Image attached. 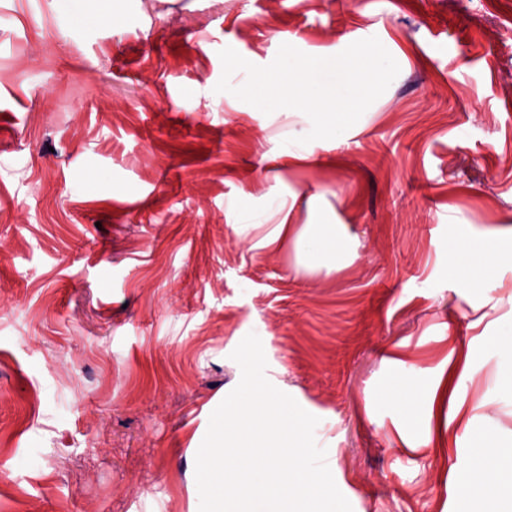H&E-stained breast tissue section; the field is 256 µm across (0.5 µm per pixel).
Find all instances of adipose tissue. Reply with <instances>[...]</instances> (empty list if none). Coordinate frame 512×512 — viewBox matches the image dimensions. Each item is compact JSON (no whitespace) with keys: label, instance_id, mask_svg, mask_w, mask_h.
<instances>
[{"label":"adipose tissue","instance_id":"obj_1","mask_svg":"<svg viewBox=\"0 0 512 512\" xmlns=\"http://www.w3.org/2000/svg\"><path fill=\"white\" fill-rule=\"evenodd\" d=\"M262 91L271 111L281 100L304 109L308 119L289 128L288 145L278 152L288 163L318 160L321 151L341 145L347 129L363 124L360 112L341 111L324 97L325 86L282 84L267 72H257L236 56H228L224 72V99L242 92ZM299 194L280 195L277 208L257 211L231 199L224 203L229 226L254 248L287 252L296 273H333L351 264L360 243L335 215L320 194L303 202L304 223L291 214ZM499 249L475 247L452 260V275L462 287L483 286L481 300L473 304L467 323L475 334L463 346H452L447 362L431 382L422 407L407 406L399 414L398 445L402 448H444L448 451V482L457 512H512V425L505 423L512 405V226L499 228ZM499 375V391H483L488 366Z\"/></svg>","mask_w":512,"mask_h":512}]
</instances>
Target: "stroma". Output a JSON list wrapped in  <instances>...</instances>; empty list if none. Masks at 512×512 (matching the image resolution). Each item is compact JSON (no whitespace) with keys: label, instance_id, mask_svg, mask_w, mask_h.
<instances>
[{"label":"stroma","instance_id":"35a3bbf8","mask_svg":"<svg viewBox=\"0 0 512 512\" xmlns=\"http://www.w3.org/2000/svg\"><path fill=\"white\" fill-rule=\"evenodd\" d=\"M181 2L87 31L0 0V512H196L190 437L251 332L343 433L352 512H455L446 449L398 447L380 397L428 395L470 336L448 241L512 225V0ZM364 47L398 65L323 164L275 160L281 122L220 97L226 53L280 72ZM276 172L359 259L298 275L235 235L225 200Z\"/></svg>","mask_w":512,"mask_h":512}]
</instances>
